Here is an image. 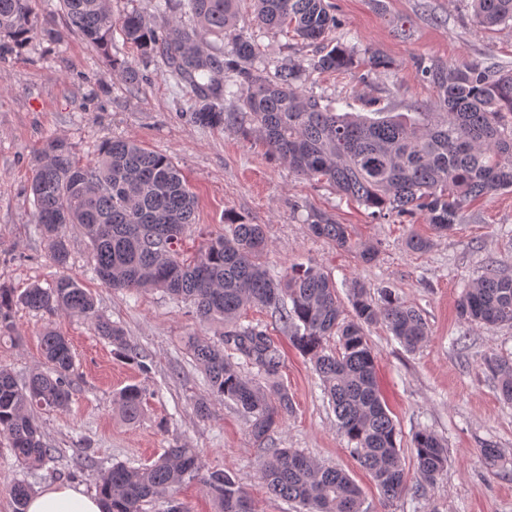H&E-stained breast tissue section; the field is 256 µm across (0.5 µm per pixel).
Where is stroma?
Instances as JSON below:
<instances>
[{
	"mask_svg": "<svg viewBox=\"0 0 512 512\" xmlns=\"http://www.w3.org/2000/svg\"><path fill=\"white\" fill-rule=\"evenodd\" d=\"M330 2L339 27L329 42L360 52L371 49L387 62L368 83L348 73L308 71L314 45L259 29L253 0H238L237 9L240 29L257 34L261 57L304 65L302 88L334 101L338 111H436L439 91L422 76L423 62L448 65L488 58L512 69V26H477L470 0ZM35 13L60 32V40H36L0 55V286L20 292L34 282L46 287L63 275L74 278L123 329L144 363L137 366L116 356L86 320L13 309L12 331L0 337V365L25 382L43 365L39 337L51 327L70 341L76 374L67 410L39 416L44 439L56 450L50 462L16 469L9 443L0 436V512H12L13 479L37 489L71 481L91 492L101 468L116 462L148 464L179 444L198 449L206 470L230 473L255 512H295L268 494L248 419L233 402L211 399V414L204 418L194 411L196 399L211 397L183 339L195 334L217 341L216 326L201 322L190 303L162 291L103 285L94 273L91 245L77 225L66 231V266L52 260L34 224L29 192L35 156L50 139L66 142L83 163L115 139L137 140L171 158L198 199L196 222L178 244L184 256H194L210 239L228 233L229 219L237 218L263 226L268 241L264 261L274 277L286 278L295 264L311 263L328 273L344 314L352 312L350 290L358 283L375 298L382 289H392L400 302L421 313L428 338L416 352H406L384 325L371 326L366 334L407 471L415 469L412 437L419 429L434 432L448 445L447 474L424 496L382 504L370 475L336 428L310 359L292 346L287 329L270 310L254 307L244 317L267 325L283 357L278 380L293 399L292 412L270 437L272 445L304 450L347 472L371 512H512V402L500 398L483 365L493 353L512 358V327L487 329L458 314L461 294L485 268L512 276V190L471 202L443 233L419 216L377 218L328 184L308 180L268 155L252 127L193 123L184 113V83L159 57L141 56L119 36L109 55H102L67 28L59 0H35ZM115 60L138 70L139 83H127L112 68ZM319 212L349 225L354 240L376 248L375 259L363 262L357 252L314 236L308 224ZM413 234L429 238L426 251L408 248ZM132 384L145 392L141 417L134 423L122 417L114 402ZM488 443L502 450L497 463L486 462L481 454Z\"/></svg>",
	"mask_w": 512,
	"mask_h": 512,
	"instance_id": "obj_1",
	"label": "stroma"
}]
</instances>
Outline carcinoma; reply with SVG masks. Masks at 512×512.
<instances>
[{
    "label": "carcinoma",
    "instance_id": "1",
    "mask_svg": "<svg viewBox=\"0 0 512 512\" xmlns=\"http://www.w3.org/2000/svg\"><path fill=\"white\" fill-rule=\"evenodd\" d=\"M236 0H158L156 10L192 14L193 26L177 21L158 30L138 10L114 20L110 0H60L68 25L109 54L120 34L143 56H160L169 71L190 89L186 110L205 128L250 124L270 155L309 180L324 181L382 218L420 214L438 231L459 220L471 197L512 189V72L484 60L421 69L439 90L438 112H376L374 116L339 112L332 102L307 94L298 81L302 69L286 61H260L255 38L237 29ZM256 21L265 28L293 29L301 39L321 44L338 26L325 0H255ZM475 21L484 27L512 22V0H471ZM227 39L231 49L219 55L204 36ZM0 36L22 49L37 38L54 39L56 30L40 27L33 0H0ZM354 49L338 43L310 59L313 71L350 72ZM232 83H224V73ZM234 111H226V104ZM34 223L48 242L53 260L66 265L65 228L81 226L94 253V271L117 289H160L190 301L199 320L221 327L220 343L187 336L188 354L203 370L211 393L234 402L248 417L261 457L259 472L267 492L296 506V512H367L359 487L344 471L318 463L298 448L268 447L292 397L277 377L281 353L267 327L240 323L251 306L268 308L288 328L289 339L308 356L324 396L332 405L339 432L357 463L371 475L382 502L434 486L448 469V448L435 433H415L412 444L416 483L407 484L398 430L377 383V360L364 327L383 323L409 352L426 341L421 314L399 302L391 290L373 300L366 288L352 289L351 319L342 317L331 277L316 266L295 268L284 280L262 262L267 240L262 225L231 220L230 235L210 240L193 260L180 258L176 246L195 223L196 198L172 160L144 149L134 139L106 142L85 165L72 159L61 140L39 150L31 182ZM317 237L340 249L352 247L351 230L319 213L309 224ZM21 304L47 314L63 313L90 321L116 354L147 370L120 327L99 313L92 294L69 276L51 286L33 285L17 294L0 287V335L11 332V312ZM462 319L487 327L512 324V276L488 270L468 286L458 304ZM339 336V350L324 340ZM41 344L46 367L18 383L0 365V435L21 468L42 465L55 449L44 441L35 412L67 407L74 356L68 340L48 327ZM258 369L262 386L235 363V356ZM502 398L512 402V361L484 359ZM144 391L130 385L116 396L124 419L136 422ZM196 480L215 503V512L242 510L249 498L224 471L204 472L196 449L167 448L150 464L115 463L100 472L96 492L104 512H143L166 498L168 512H186L172 498L186 481ZM33 488L23 480L10 484L13 512H25Z\"/></svg>",
    "mask_w": 512,
    "mask_h": 512
}]
</instances>
